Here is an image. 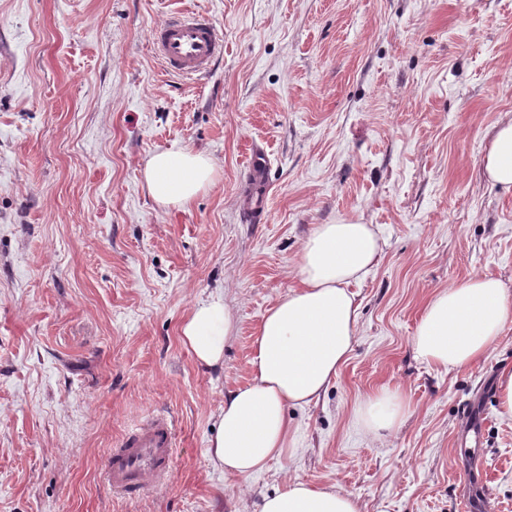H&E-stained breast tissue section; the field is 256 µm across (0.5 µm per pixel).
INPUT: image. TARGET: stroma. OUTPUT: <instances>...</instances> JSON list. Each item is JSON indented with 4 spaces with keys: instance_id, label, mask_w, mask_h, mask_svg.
<instances>
[{
    "instance_id": "35a3bbf8",
    "label": "stroma",
    "mask_w": 512,
    "mask_h": 512,
    "mask_svg": "<svg viewBox=\"0 0 512 512\" xmlns=\"http://www.w3.org/2000/svg\"><path fill=\"white\" fill-rule=\"evenodd\" d=\"M186 10L224 35L198 80L150 46ZM511 120L512 0H0V512H258L291 481L340 486L362 512H512L497 404L512 325L458 372L413 349L434 291L476 274L512 291V191L481 169ZM172 146L216 167L186 206L157 204L144 179ZM255 148L271 185L256 219L241 207ZM348 223L382 247L351 287L349 359L288 409L282 456L226 477L208 456L224 396L250 382L313 226ZM213 296L236 329L208 370L180 328ZM384 386L408 413L376 439L354 410ZM161 412L176 423L168 482L114 494L112 448Z\"/></svg>"
}]
</instances>
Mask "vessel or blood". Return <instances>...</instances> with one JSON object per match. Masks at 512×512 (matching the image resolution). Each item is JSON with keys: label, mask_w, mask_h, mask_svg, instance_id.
Returning a JSON list of instances; mask_svg holds the SVG:
<instances>
[{"label": "vessel or blood", "mask_w": 512, "mask_h": 512, "mask_svg": "<svg viewBox=\"0 0 512 512\" xmlns=\"http://www.w3.org/2000/svg\"><path fill=\"white\" fill-rule=\"evenodd\" d=\"M153 50L168 71L190 77L210 73L224 54V41L203 14L189 12L170 19L151 34ZM267 157L262 151L251 153L248 166L258 181L243 198L247 210L262 208L268 192L262 177ZM172 423L154 417L123 437L106 461L109 484L127 495L142 493L148 483L166 478L174 454Z\"/></svg>", "instance_id": "1"}]
</instances>
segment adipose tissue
<instances>
[{"label": "adipose tissue", "mask_w": 512, "mask_h": 512, "mask_svg": "<svg viewBox=\"0 0 512 512\" xmlns=\"http://www.w3.org/2000/svg\"><path fill=\"white\" fill-rule=\"evenodd\" d=\"M487 181L512 190V121L499 125L483 157ZM144 175L160 204L187 205L210 185L212 159L173 146L154 152ZM381 251L368 224H318L302 247L290 289L263 316L250 360L251 381L224 399L209 458L225 476L247 478L288 448L286 410L317 399L348 361L358 327L359 306L350 290ZM512 322V295L496 278L476 275L434 292L416 325L417 358L445 371L470 367L493 348ZM234 316L222 298L197 304L182 326L184 343L199 364L224 362ZM405 406L387 388L366 396L355 422L375 438L392 433ZM259 512H360L358 500L338 487L316 489L301 482L264 497Z\"/></svg>", "instance_id": "obj_1"}]
</instances>
